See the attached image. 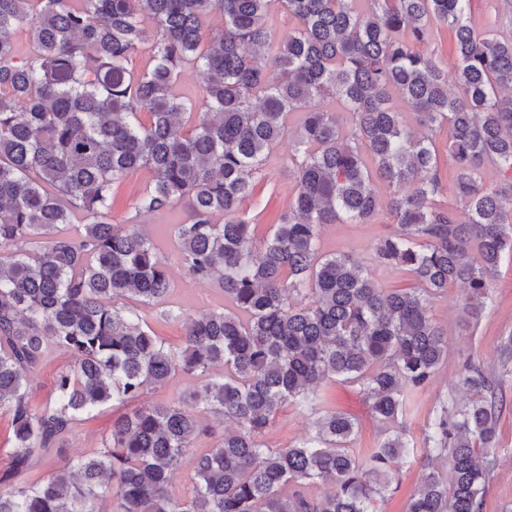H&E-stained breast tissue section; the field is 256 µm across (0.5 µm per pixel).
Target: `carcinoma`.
<instances>
[{
    "mask_svg": "<svg viewBox=\"0 0 512 512\" xmlns=\"http://www.w3.org/2000/svg\"><path fill=\"white\" fill-rule=\"evenodd\" d=\"M272 2L0 0V415L15 448L0 512H100L108 500L112 512H380L415 457L399 419L448 355L430 304L463 285L477 318L512 254V35L476 34L473 0H279L296 21L279 35ZM214 11L224 27L211 34ZM438 23L456 52L451 73L414 49ZM24 26L26 57L14 41ZM145 45L150 65L136 76ZM189 64L206 74L197 99L176 85ZM395 95L420 125H448L458 206L437 200L432 140L405 124ZM287 135L297 193L258 241L241 206ZM487 166L503 176L490 191ZM139 169L152 181L137 210L186 205L188 221L174 226L180 262L224 292V307L183 317L178 347L147 319L169 292L165 257L139 225L111 219L114 190ZM378 180L398 227L374 256L408 270L412 288L387 292L361 260L320 249L323 225L373 220ZM52 348L73 364L37 407L29 387ZM178 375L198 380L181 401L134 407L97 456L19 480L81 417ZM336 380L364 394L383 431L374 448L354 453L358 420L336 411L302 442L266 445L279 410L313 405ZM459 384L466 400L429 424L436 463L403 512H480L492 462L479 450L497 444L502 403L475 364ZM200 407L231 428L192 453ZM186 463L194 482L178 497L171 478ZM319 481L328 494L308 495Z\"/></svg>",
    "mask_w": 512,
    "mask_h": 512,
    "instance_id": "carcinoma-1",
    "label": "carcinoma"
}]
</instances>
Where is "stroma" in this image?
Here are the masks:
<instances>
[{
    "instance_id": "obj_1",
    "label": "stroma",
    "mask_w": 512,
    "mask_h": 512,
    "mask_svg": "<svg viewBox=\"0 0 512 512\" xmlns=\"http://www.w3.org/2000/svg\"><path fill=\"white\" fill-rule=\"evenodd\" d=\"M472 20L477 33L493 29L501 35L512 34V0H474ZM289 151L290 145L284 140L270 152L264 162L263 180L257 194L243 205L244 213L256 224L257 238L268 235L271 224L287 213L297 191L295 173L288 162ZM150 180L151 174L146 170L131 172L123 178L112 207L113 223L141 225L157 242L170 276L167 309L190 314L222 307L224 296L218 285L195 281L179 260L174 227L188 218L184 206L155 212L137 211L135 201ZM395 226L392 213L385 208L368 224H326L320 231L321 248L326 252H346L360 259L381 288H410L414 281L407 270L380 264L373 254L377 239L392 233ZM489 295L479 320L470 323L463 322L461 313L469 296L468 288L451 286L447 295L432 302L431 313L448 334V357L432 382L412 399L403 422L409 440L422 445L424 431L434 420L440 402L459 400L457 383L465 362L502 373L503 378L496 388L503 398L499 437L496 447L487 451L494 467L480 512H512V359L504 360L500 349L502 341L512 336V257L503 259L497 276L490 283ZM324 392L325 409L346 411L359 417L361 430L352 443L354 450L363 454L373 448L380 438V429L359 387L336 382L326 385ZM121 413L120 407L108 406L79 421L65 441L63 456L96 455L110 434L113 419ZM314 418V413L308 410L285 409L270 422L263 438L272 448L295 444L312 433Z\"/></svg>"
}]
</instances>
